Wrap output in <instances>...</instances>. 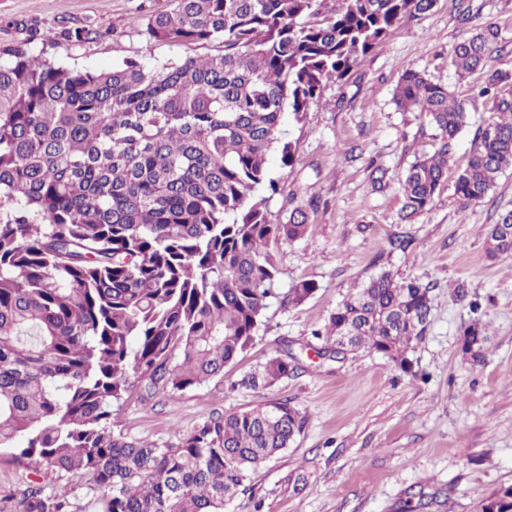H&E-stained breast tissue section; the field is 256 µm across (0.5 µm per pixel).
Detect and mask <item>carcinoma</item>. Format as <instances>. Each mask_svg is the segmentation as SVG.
<instances>
[{
	"mask_svg": "<svg viewBox=\"0 0 512 512\" xmlns=\"http://www.w3.org/2000/svg\"><path fill=\"white\" fill-rule=\"evenodd\" d=\"M435 0H171L146 31L176 45L217 41L223 52L112 70L79 68L0 47V449L105 490L98 512H224L250 473L301 434L288 400L218 415L161 445L112 430L130 389L184 391L224 375L256 335L274 296L277 249L302 238L307 210L274 223L261 189L277 192L268 160L294 161L284 125L299 124L324 86L346 76L407 16ZM503 49L483 25L452 65L484 75L492 115L455 177L456 198L483 202L512 167V75L486 68ZM394 102L437 131L435 150L402 181L403 219L430 209L448 181V153L466 126L463 102L409 68ZM512 255V210L487 233L486 256ZM315 283H296L300 304ZM431 311L430 287L388 272L329 318L325 353L343 336L413 373L408 357ZM462 335L484 358L486 329ZM294 372L270 357L245 384ZM12 512H74L34 481ZM482 512H512V487Z\"/></svg>",
	"mask_w": 512,
	"mask_h": 512,
	"instance_id": "1",
	"label": "carcinoma"
}]
</instances>
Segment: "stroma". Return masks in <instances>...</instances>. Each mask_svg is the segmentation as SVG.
<instances>
[{
	"mask_svg": "<svg viewBox=\"0 0 512 512\" xmlns=\"http://www.w3.org/2000/svg\"><path fill=\"white\" fill-rule=\"evenodd\" d=\"M170 0H0V46L30 42L36 52L68 64L105 70L135 59L178 62L218 53L220 44L170 45L148 35L145 17ZM505 44L489 61L512 73V0H436L405 19L342 79L329 83L302 123L289 124L292 166L271 155L279 185L267 202L271 220L316 201L306 235L279 244L277 299L265 311L253 344L223 377L182 392L146 394L133 388L112 409L124 437L161 444L210 417L266 402L290 400L307 416L293 444L252 474L227 512H480L492 492L512 486V255L490 261L485 237L498 211L512 209V167L487 202L462 206L452 185L429 211L402 220L401 181L417 157L432 153L435 131L413 112L398 111L394 91L408 68L426 71L463 100L467 124L451 152L449 177L468 158L474 134L491 115L477 96L481 73L459 76L455 46L486 23ZM88 31L79 45L45 32ZM385 169L381 185L372 167ZM407 240L394 250L391 240ZM430 285L432 312L406 374L380 354L321 357L315 336L349 294L372 276ZM308 280L315 293L300 305L282 297ZM465 283L488 326L482 363L465 361L460 334L472 317L453 287ZM296 369L270 386L241 387L268 358ZM32 476L11 450H0V512H11ZM46 491L66 497L76 512H97L99 492L81 473L42 471Z\"/></svg>",
	"mask_w": 512,
	"mask_h": 512,
	"instance_id": "stroma-1",
	"label": "stroma"
}]
</instances>
